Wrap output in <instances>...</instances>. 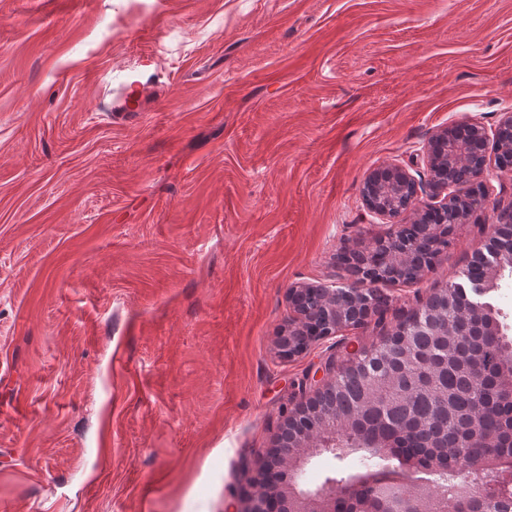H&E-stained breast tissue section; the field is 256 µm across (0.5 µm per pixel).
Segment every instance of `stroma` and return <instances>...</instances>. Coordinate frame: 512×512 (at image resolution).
<instances>
[{
  "label": "stroma",
  "instance_id": "obj_1",
  "mask_svg": "<svg viewBox=\"0 0 512 512\" xmlns=\"http://www.w3.org/2000/svg\"><path fill=\"white\" fill-rule=\"evenodd\" d=\"M512 112V0H0V512H233L289 415L484 250L284 359L298 284L396 229L380 167Z\"/></svg>",
  "mask_w": 512,
  "mask_h": 512
}]
</instances>
